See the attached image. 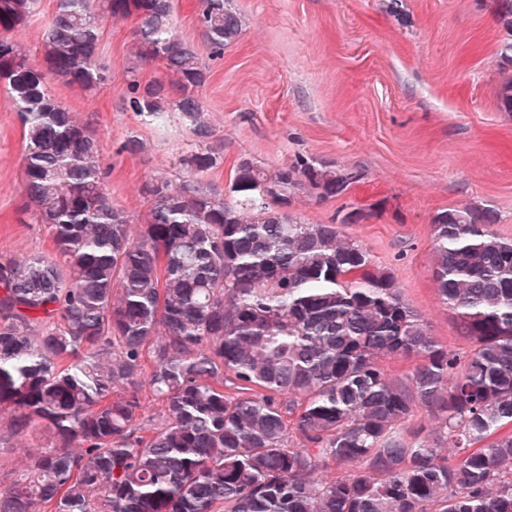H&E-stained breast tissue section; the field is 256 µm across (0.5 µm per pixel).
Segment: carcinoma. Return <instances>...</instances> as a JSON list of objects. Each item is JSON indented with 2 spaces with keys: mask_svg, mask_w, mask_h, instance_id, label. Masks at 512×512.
Returning <instances> with one entry per match:
<instances>
[{
  "mask_svg": "<svg viewBox=\"0 0 512 512\" xmlns=\"http://www.w3.org/2000/svg\"><path fill=\"white\" fill-rule=\"evenodd\" d=\"M35 0H0V84L25 139L27 208L53 254L0 257V414L47 444L0 483V512H512V241L491 206L432 218L433 279L473 344H439L340 224L288 212L358 174L300 157L276 170L239 160L230 189L199 90L209 68L173 31V0H56L45 69L92 92L110 81L102 23L137 20L135 55L166 77L131 76L125 104L177 112L199 139L190 178L154 176L136 230L112 204L99 143L35 76L14 33ZM512 69V0H492ZM212 56L241 35L224 0H199ZM497 106L512 112V77ZM152 353L149 374L143 357ZM414 357L403 378L381 367ZM148 386L165 406L141 421ZM428 408L429 437L408 427ZM333 463L361 464L315 478Z\"/></svg>",
  "mask_w": 512,
  "mask_h": 512,
  "instance_id": "obj_1",
  "label": "carcinoma"
}]
</instances>
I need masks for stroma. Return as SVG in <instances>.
I'll list each match as a JSON object with an SVG mask.
<instances>
[{
	"mask_svg": "<svg viewBox=\"0 0 512 512\" xmlns=\"http://www.w3.org/2000/svg\"><path fill=\"white\" fill-rule=\"evenodd\" d=\"M241 14L240 38L212 57L197 0H174L173 24L209 67L200 95L214 145L208 173L227 189L241 158L268 169L311 157L360 176L339 197L305 196L291 208L308 224H336L358 209L345 233L366 247L373 266L394 272L401 294L431 335L460 355L472 349L439 299L431 260L432 218L452 206H494L493 230L512 240V113L497 108L503 33L491 0H227ZM56 0H36L18 39L33 64ZM134 18H107L101 58L111 80L88 92L49 80L51 94L102 147L113 204L141 222L139 186L175 173L198 139L179 113L147 121L126 110L130 70L162 77L159 64L134 56ZM144 148L121 151L129 134ZM24 138L18 112L0 88V256L52 252L48 230L26 211ZM36 436L0 433V480L25 468L42 447Z\"/></svg>",
	"mask_w": 512,
	"mask_h": 512,
	"instance_id": "1",
	"label": "stroma"
}]
</instances>
